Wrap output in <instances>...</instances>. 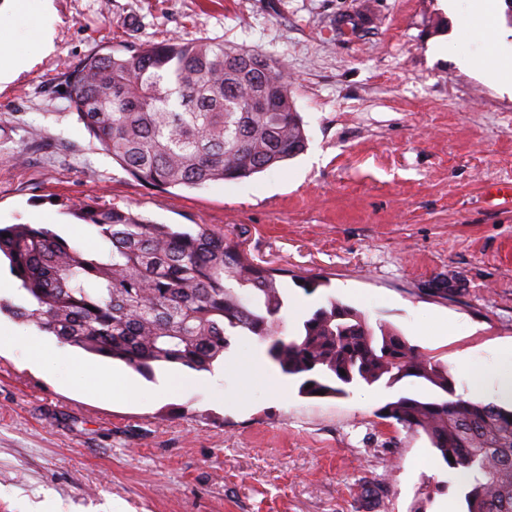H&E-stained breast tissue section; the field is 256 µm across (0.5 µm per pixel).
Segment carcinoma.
Instances as JSON below:
<instances>
[{"instance_id": "carcinoma-1", "label": "carcinoma", "mask_w": 512, "mask_h": 512, "mask_svg": "<svg viewBox=\"0 0 512 512\" xmlns=\"http://www.w3.org/2000/svg\"><path fill=\"white\" fill-rule=\"evenodd\" d=\"M61 85L67 111L100 149L161 190L248 178L307 147L285 67L235 46L172 38L110 47ZM69 211L101 248L82 250L34 224L0 226V254L22 291L17 303L0 298V313L149 380L165 365L212 370L234 336L266 344L308 397L412 379L431 396L402 395L380 414L428 437L466 512H512V410L448 399V366L332 297L288 333L280 270L253 263L222 233L178 230L118 206Z\"/></svg>"}]
</instances>
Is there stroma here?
<instances>
[{"label":"stroma","instance_id":"35a3bbf8","mask_svg":"<svg viewBox=\"0 0 512 512\" xmlns=\"http://www.w3.org/2000/svg\"><path fill=\"white\" fill-rule=\"evenodd\" d=\"M11 51L33 68L0 85V225L42 222L82 249L98 240L66 202L131 208L159 224L237 240L286 270L285 317L327 297L364 312L432 360L472 355L492 372L512 343V89L468 67L494 25L512 43V0L490 24L460 0H52ZM178 37L242 47L285 66L306 151L240 181L163 191L101 151L57 95L58 77L103 47ZM324 285L308 295L304 277ZM457 284L442 292L440 279ZM452 337H445V330ZM236 337L211 379L159 394L140 379L94 392L97 356L0 350V512H463L424 435L378 416L419 393L358 387L308 398ZM265 359L267 376L242 362Z\"/></svg>","mask_w":512,"mask_h":512}]
</instances>
